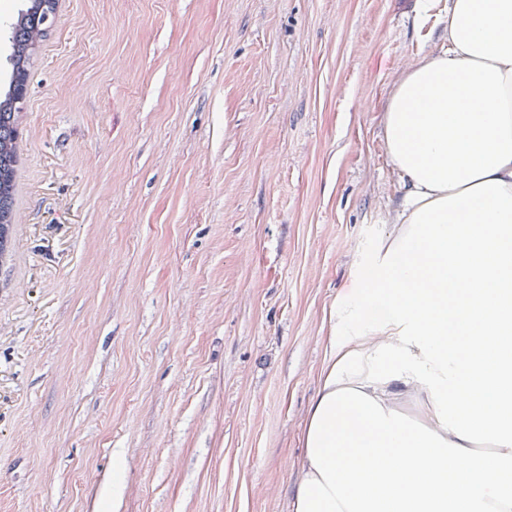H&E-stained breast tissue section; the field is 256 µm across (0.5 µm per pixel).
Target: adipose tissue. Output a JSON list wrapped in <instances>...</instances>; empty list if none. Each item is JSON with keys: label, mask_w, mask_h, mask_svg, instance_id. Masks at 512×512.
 I'll return each mask as SVG.
<instances>
[{"label": "adipose tissue", "mask_w": 512, "mask_h": 512, "mask_svg": "<svg viewBox=\"0 0 512 512\" xmlns=\"http://www.w3.org/2000/svg\"><path fill=\"white\" fill-rule=\"evenodd\" d=\"M385 148L399 231L329 338L293 510L512 512V0H451Z\"/></svg>", "instance_id": "ef3b65f1"}]
</instances>
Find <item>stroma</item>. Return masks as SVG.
Segmentation results:
<instances>
[{"label":"stroma","instance_id":"1","mask_svg":"<svg viewBox=\"0 0 512 512\" xmlns=\"http://www.w3.org/2000/svg\"><path fill=\"white\" fill-rule=\"evenodd\" d=\"M0 267V512H292L449 0H60Z\"/></svg>","mask_w":512,"mask_h":512}]
</instances>
